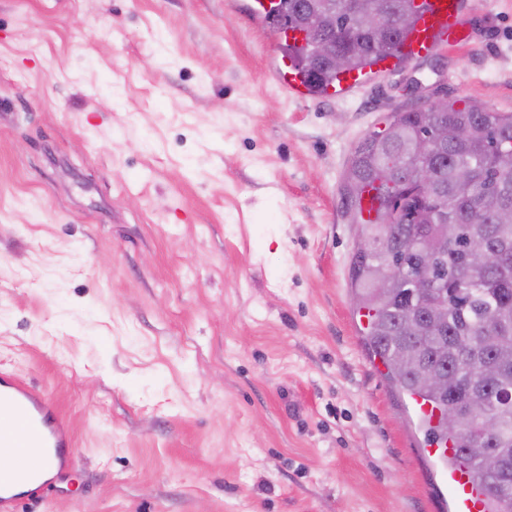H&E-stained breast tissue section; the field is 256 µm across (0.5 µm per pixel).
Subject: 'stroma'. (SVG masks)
Returning <instances> with one entry per match:
<instances>
[{
    "label": "stroma",
    "mask_w": 512,
    "mask_h": 512,
    "mask_svg": "<svg viewBox=\"0 0 512 512\" xmlns=\"http://www.w3.org/2000/svg\"><path fill=\"white\" fill-rule=\"evenodd\" d=\"M297 103L248 0H0V371L73 451L17 512H443L364 346L344 171L387 116L512 112V0Z\"/></svg>",
    "instance_id": "35a3bbf8"
}]
</instances>
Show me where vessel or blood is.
<instances>
[{
  "instance_id": "b4317fda",
  "label": "vessel or blood",
  "mask_w": 512,
  "mask_h": 512,
  "mask_svg": "<svg viewBox=\"0 0 512 512\" xmlns=\"http://www.w3.org/2000/svg\"><path fill=\"white\" fill-rule=\"evenodd\" d=\"M416 22L390 52L378 55L361 69L338 73L325 91L327 98L349 99L380 77L394 73L436 51L465 45L469 27L464 0H415ZM277 83L297 102L314 94L312 84L293 62L276 66ZM72 439L52 402L23 381L0 378V455L9 458L0 468V503L16 506L10 488L18 482L37 480L47 462L68 454ZM423 455L441 468L452 512H488L489 500L477 486L465 464L458 462L453 448L427 444Z\"/></svg>"
}]
</instances>
